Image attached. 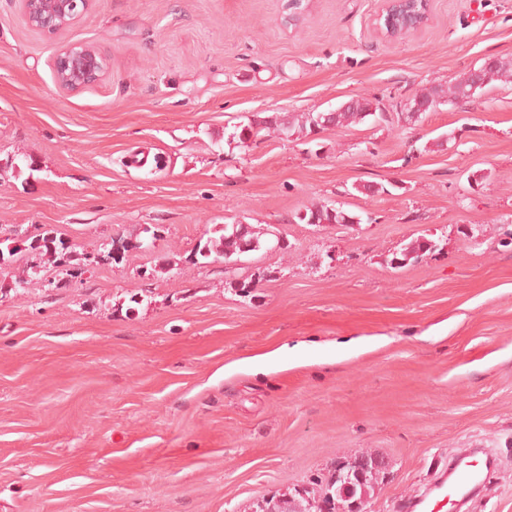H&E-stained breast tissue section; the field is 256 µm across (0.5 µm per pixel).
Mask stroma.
<instances>
[{"label":"stroma","instance_id":"stroma-1","mask_svg":"<svg viewBox=\"0 0 512 512\" xmlns=\"http://www.w3.org/2000/svg\"><path fill=\"white\" fill-rule=\"evenodd\" d=\"M287 3L94 0L48 34L0 0V241L70 250L0 264V512H252L366 454L363 512H402L462 448L495 456L474 512H512V83L403 110L512 58V0H433L396 40L382 0ZM68 42L109 76L59 89ZM360 97L385 120L231 138ZM323 204L361 221L296 219ZM238 222L281 245L196 257ZM407 1H416V2L420 1L421 2V7H422V11H423L422 12V20L414 29L407 31V28L405 27L402 31L395 32V31H393V29L391 27V22H392L391 16L396 10H398L400 8V4L406 3ZM431 2H432L431 0H387V1H385V6L382 10V13L379 16V21L386 14V16L388 17L387 25H388L389 29L384 30L380 24H379V29L388 38L402 37V36L408 35L414 31L418 30L427 21V17L429 16V12H430ZM384 12H385V14H384ZM436 247L435 242L424 236L412 240L400 253V257L395 256L393 265L395 268L403 266L406 261L418 260L425 253L431 252Z\"/></svg>","mask_w":512,"mask_h":512}]
</instances>
